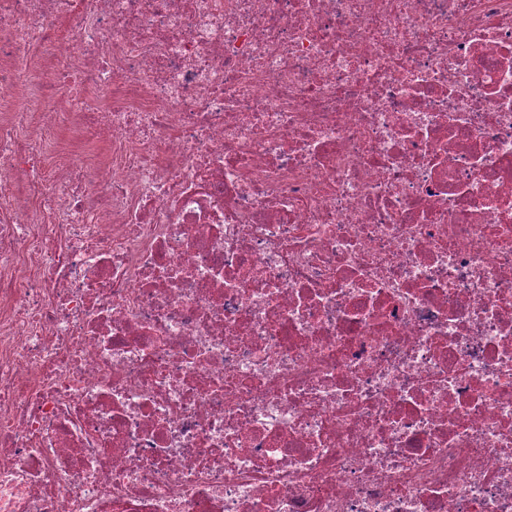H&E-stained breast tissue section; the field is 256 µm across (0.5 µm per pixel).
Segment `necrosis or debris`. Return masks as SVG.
I'll return each instance as SVG.
<instances>
[{
  "instance_id": "1",
  "label": "necrosis or debris",
  "mask_w": 512,
  "mask_h": 512,
  "mask_svg": "<svg viewBox=\"0 0 512 512\" xmlns=\"http://www.w3.org/2000/svg\"><path fill=\"white\" fill-rule=\"evenodd\" d=\"M0 512H512V0H0Z\"/></svg>"
}]
</instances>
